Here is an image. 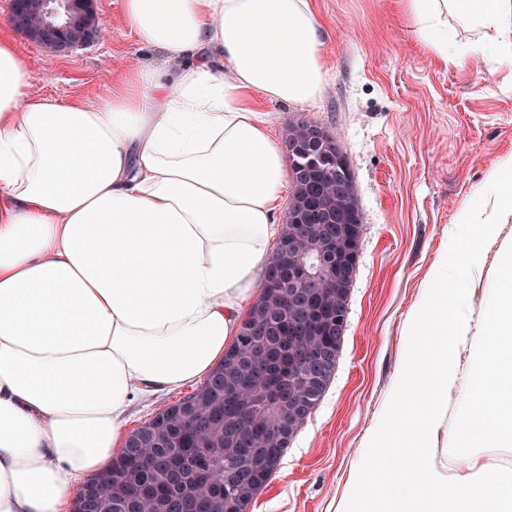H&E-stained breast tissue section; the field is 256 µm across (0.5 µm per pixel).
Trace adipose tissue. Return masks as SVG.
Wrapping results in <instances>:
<instances>
[{"mask_svg":"<svg viewBox=\"0 0 512 512\" xmlns=\"http://www.w3.org/2000/svg\"><path fill=\"white\" fill-rule=\"evenodd\" d=\"M421 44L461 69L493 49L512 75V0H398ZM165 70L109 100L30 102L33 75L0 36V512H74L82 482L127 440L135 401L223 362L280 232L290 158L262 101L308 105L328 72L311 0H123ZM470 38L459 42V32ZM494 196L464 199L471 239L512 222V152ZM439 254L401 330L388 398L334 512H512V236L473 320ZM430 343L419 349L418 336ZM470 384L448 433V395Z\"/></svg>","mask_w":512,"mask_h":512,"instance_id":"obj_1","label":"adipose tissue"}]
</instances>
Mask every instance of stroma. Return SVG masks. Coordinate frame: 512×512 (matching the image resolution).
<instances>
[{"label":"stroma","mask_w":512,"mask_h":512,"mask_svg":"<svg viewBox=\"0 0 512 512\" xmlns=\"http://www.w3.org/2000/svg\"><path fill=\"white\" fill-rule=\"evenodd\" d=\"M322 21L329 79L314 104L266 102L276 133L314 125L339 144L353 172L363 224L360 258L333 377L249 512H333L361 439L395 371L403 318L427 287L440 251L484 268L469 283L472 315L497 273V245L454 226L459 202L484 187L486 170L512 151V91L493 58L453 69L424 48L396 0H312ZM108 38L58 54L22 35L14 41L33 74L32 99H107L135 66L164 67L139 44L123 0H98Z\"/></svg>","instance_id":"35a3bbf8"}]
</instances>
